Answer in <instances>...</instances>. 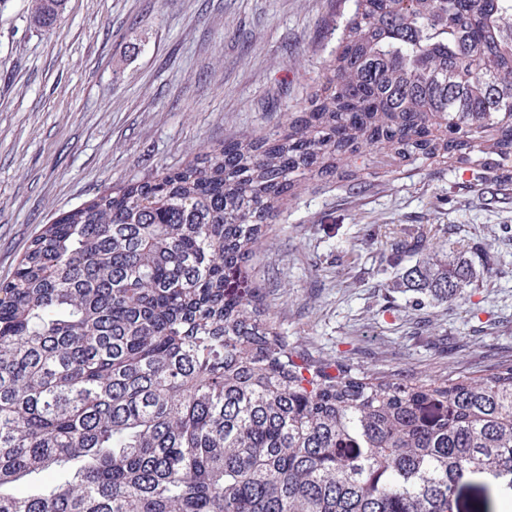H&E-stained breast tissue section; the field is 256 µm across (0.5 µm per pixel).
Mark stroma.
Listing matches in <instances>:
<instances>
[{"mask_svg": "<svg viewBox=\"0 0 512 512\" xmlns=\"http://www.w3.org/2000/svg\"><path fill=\"white\" fill-rule=\"evenodd\" d=\"M341 0H0V284L57 216L284 121L322 73ZM426 244L473 270L448 304L397 288ZM294 350L384 380L512 363V173L431 161L289 196L251 261Z\"/></svg>", "mask_w": 512, "mask_h": 512, "instance_id": "1", "label": "stroma"}]
</instances>
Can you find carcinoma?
Segmentation results:
<instances>
[{
	"instance_id": "carcinoma-1",
	"label": "carcinoma",
	"mask_w": 512,
	"mask_h": 512,
	"mask_svg": "<svg viewBox=\"0 0 512 512\" xmlns=\"http://www.w3.org/2000/svg\"><path fill=\"white\" fill-rule=\"evenodd\" d=\"M339 28L298 115L61 214L0 285V512H492L472 479L512 487V364L364 376L293 351L251 286L304 183L512 165V0H353ZM472 276L429 247L399 286Z\"/></svg>"
}]
</instances>
